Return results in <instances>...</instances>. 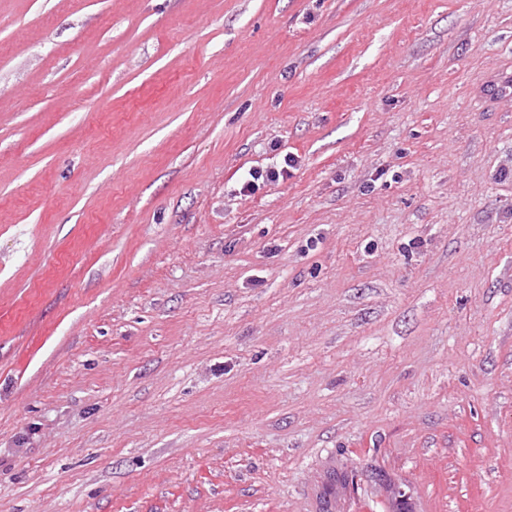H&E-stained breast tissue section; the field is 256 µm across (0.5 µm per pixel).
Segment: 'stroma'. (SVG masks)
<instances>
[{"mask_svg": "<svg viewBox=\"0 0 512 512\" xmlns=\"http://www.w3.org/2000/svg\"><path fill=\"white\" fill-rule=\"evenodd\" d=\"M330 467L512 512V0H0V512Z\"/></svg>", "mask_w": 512, "mask_h": 512, "instance_id": "stroma-1", "label": "stroma"}]
</instances>
